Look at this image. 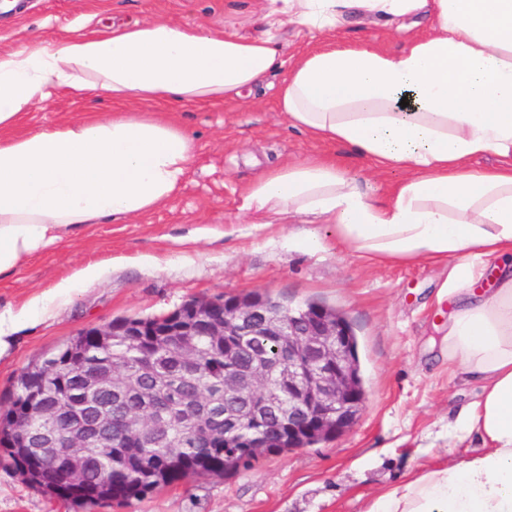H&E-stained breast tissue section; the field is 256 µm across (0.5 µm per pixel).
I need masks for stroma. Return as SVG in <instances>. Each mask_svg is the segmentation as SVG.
<instances>
[{
  "mask_svg": "<svg viewBox=\"0 0 512 512\" xmlns=\"http://www.w3.org/2000/svg\"><path fill=\"white\" fill-rule=\"evenodd\" d=\"M266 0H0V54L40 38L61 41L116 23L158 17L224 34L254 36L264 29ZM428 28L410 16L398 25L354 19L335 43L373 42L396 52ZM288 75L279 67L240 102L197 103L174 113L195 139L197 152L178 194L167 205L124 222L87 225L0 277V312L39 308L14 327L0 355V403L14 378L34 358L49 356L80 330L127 317L168 313L193 299L265 292L285 305L317 302L350 322L358 343L365 404L343 435L303 449L271 454L234 474H201L154 490L140 500L73 503L33 489L0 458V512H363L381 487L434 459L457 462L463 449L448 445V419L475 389L448 372L431 346L438 317L432 305L442 275L424 264L378 265L343 252L327 225L287 212L283 229L249 231L238 206L248 183L286 162L315 155L337 158L349 173L384 194L396 173H372L344 146L315 140L276 112V94ZM112 110L106 97L59 92L31 108L16 131L50 128ZM322 246L308 249L307 234ZM198 243L183 256L177 239ZM164 254L155 269L147 258ZM104 267L101 281H75L66 298L54 286L87 267Z\"/></svg>",
  "mask_w": 512,
  "mask_h": 512,
  "instance_id": "stroma-1",
  "label": "stroma"
}]
</instances>
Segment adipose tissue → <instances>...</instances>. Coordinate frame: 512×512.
<instances>
[{
  "label": "adipose tissue",
  "mask_w": 512,
  "mask_h": 512,
  "mask_svg": "<svg viewBox=\"0 0 512 512\" xmlns=\"http://www.w3.org/2000/svg\"><path fill=\"white\" fill-rule=\"evenodd\" d=\"M266 29L227 37L167 20L0 54V275L86 224L140 216L179 191L196 153L185 128L132 101L235 102L284 65L278 31L321 38L349 17L422 18L429 34L387 53L319 48L288 65L276 109L383 173L372 195L336 160L306 158L247 184L256 230L289 210L324 218L338 245L373 262L445 269L437 331L451 374L476 385L448 424L451 466L428 463L383 487L364 512H512V0H268ZM112 101L107 117L15 135L57 91ZM494 155L497 167L471 168Z\"/></svg>",
  "instance_id": "adipose-tissue-1"
}]
</instances>
